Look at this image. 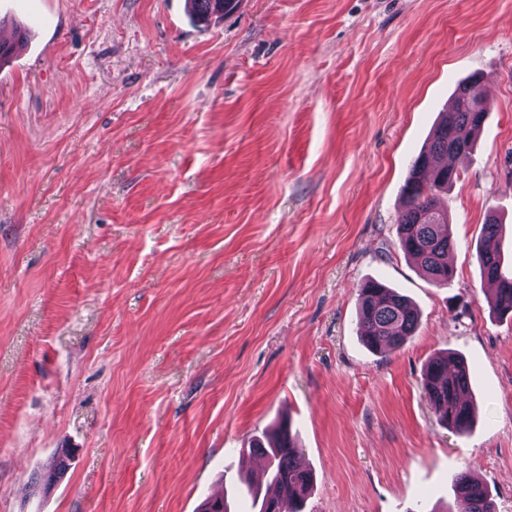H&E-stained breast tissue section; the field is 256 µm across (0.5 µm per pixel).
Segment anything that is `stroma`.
Wrapping results in <instances>:
<instances>
[{"label":"stroma","instance_id":"1","mask_svg":"<svg viewBox=\"0 0 512 512\" xmlns=\"http://www.w3.org/2000/svg\"><path fill=\"white\" fill-rule=\"evenodd\" d=\"M0 512H253L250 441L289 416L305 512H447L462 470L512 512V0H0ZM490 104L444 197L439 288L397 247L402 188L457 87ZM383 280L414 336L369 350ZM462 356L471 432L422 393ZM69 466L52 476L54 462ZM199 19L206 20L211 14L233 10L238 0H191ZM501 224L489 219L483 225L479 241V254L482 273L487 281L494 282L496 288L490 296L491 308L499 318L512 317V273L503 271L502 240L499 235ZM360 336L375 352L400 349L419 325V313L403 295L370 280L357 290Z\"/></svg>","mask_w":512,"mask_h":512}]
</instances>
